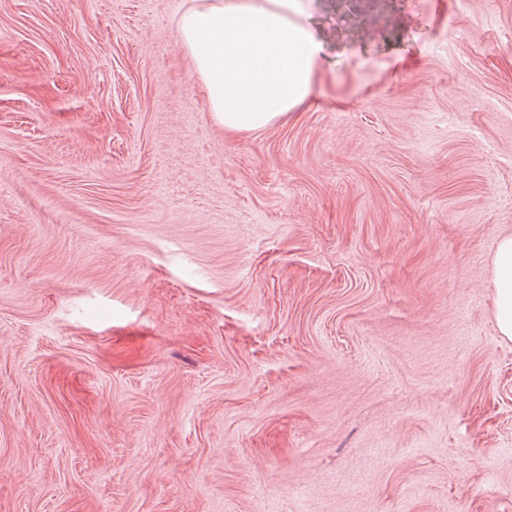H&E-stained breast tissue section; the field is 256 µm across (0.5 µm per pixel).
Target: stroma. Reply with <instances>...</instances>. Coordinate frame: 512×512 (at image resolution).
Here are the masks:
<instances>
[{"mask_svg": "<svg viewBox=\"0 0 512 512\" xmlns=\"http://www.w3.org/2000/svg\"><path fill=\"white\" fill-rule=\"evenodd\" d=\"M183 0H0V512H512V0H313L228 137ZM493 310L500 336L512 340V234L498 243L492 268Z\"/></svg>", "mask_w": 512, "mask_h": 512, "instance_id": "35a3bbf8", "label": "stroma"}]
</instances>
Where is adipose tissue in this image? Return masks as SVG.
<instances>
[{
	"instance_id": "adipose-tissue-1",
	"label": "adipose tissue",
	"mask_w": 512,
	"mask_h": 512,
	"mask_svg": "<svg viewBox=\"0 0 512 512\" xmlns=\"http://www.w3.org/2000/svg\"><path fill=\"white\" fill-rule=\"evenodd\" d=\"M178 25L226 134L265 128L311 98L326 38L306 0H191ZM492 286L498 332L512 340V234L498 243Z\"/></svg>"
}]
</instances>
